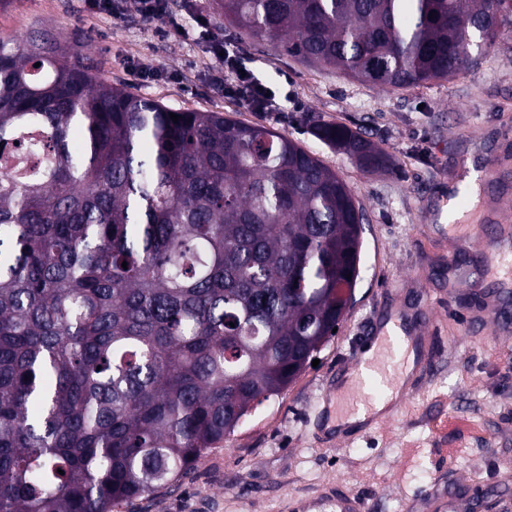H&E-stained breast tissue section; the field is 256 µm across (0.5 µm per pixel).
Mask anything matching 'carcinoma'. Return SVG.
Returning a JSON list of instances; mask_svg holds the SVG:
<instances>
[{"mask_svg": "<svg viewBox=\"0 0 512 512\" xmlns=\"http://www.w3.org/2000/svg\"><path fill=\"white\" fill-rule=\"evenodd\" d=\"M222 9L305 63L395 88L449 80L512 30V0ZM169 113L55 41L0 39V512H112L178 486L343 319L363 233L345 181L274 128ZM314 130L389 167L345 125Z\"/></svg>", "mask_w": 512, "mask_h": 512, "instance_id": "obj_1", "label": "carcinoma"}]
</instances>
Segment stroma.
<instances>
[{
	"mask_svg": "<svg viewBox=\"0 0 512 512\" xmlns=\"http://www.w3.org/2000/svg\"><path fill=\"white\" fill-rule=\"evenodd\" d=\"M111 14L89 18L82 0H10L0 7V37L55 35L102 78L175 110L221 112L278 128L343 177L363 210L361 273L354 303L337 334L274 399L253 409L223 447L210 452L178 487L127 500L113 512H289V504L336 491L356 494L364 512H427L413 503L429 488L473 499L467 512H512V292L486 275L498 227L479 217L457 224L471 247L452 251L433 221L457 162L495 157L500 185L512 189V148L499 128L512 122V35L502 36L465 73L409 88L381 87L310 65L277 44L225 26L218 0H168L184 27L112 0ZM210 19L199 35L192 17ZM221 41L269 86L272 112L252 110L244 95L224 93L211 65ZM142 70L162 71L142 81ZM360 131L391 167L363 171L311 132L314 120ZM497 296L499 314L472 312L475 292ZM414 312L443 339L419 390L393 419L372 423L344 441L317 434L328 383L364 342L375 319Z\"/></svg>",
	"mask_w": 512,
	"mask_h": 512,
	"instance_id": "stroma-1",
	"label": "stroma"
}]
</instances>
